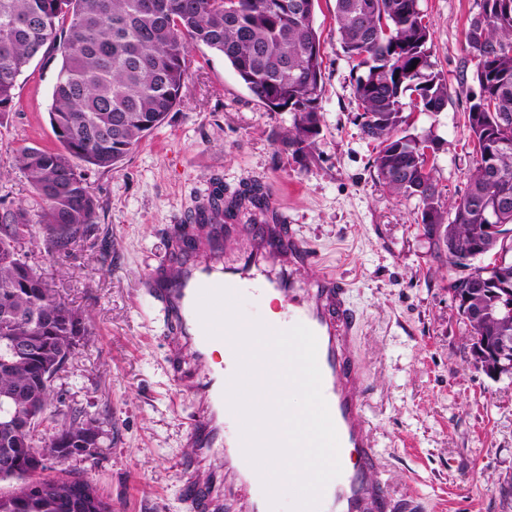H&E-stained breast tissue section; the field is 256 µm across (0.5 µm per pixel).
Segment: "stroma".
I'll return each instance as SVG.
<instances>
[{
	"label": "stroma",
	"mask_w": 512,
	"mask_h": 512,
	"mask_svg": "<svg viewBox=\"0 0 512 512\" xmlns=\"http://www.w3.org/2000/svg\"><path fill=\"white\" fill-rule=\"evenodd\" d=\"M420 8L448 100L424 112L405 95V128L434 137L437 187L455 200L476 161L466 117L479 88L465 30L479 0H420ZM334 9V0H316L324 93L312 157L283 142L292 113L255 101L222 55L194 46L181 102L163 124L116 167L86 169L95 238L66 257L38 241L25 246L52 288L92 316L90 335L53 383L56 415L40 434L72 407L98 420L97 455L64 467L96 485L112 512H193L187 485L224 469L219 452L194 461L193 396L173 367L152 291L154 270L171 259L174 225L218 182L229 192L263 185L318 256L300 278L329 272L346 282L351 350L391 490L417 499L420 512H512V374L476 365L447 259L416 222L417 199L391 195L377 178L376 146L361 134L358 72L336 37ZM60 65L53 51L33 60L11 111L0 114V210H38L14 157L26 146L58 148L48 112Z\"/></svg>",
	"instance_id": "obj_1"
}]
</instances>
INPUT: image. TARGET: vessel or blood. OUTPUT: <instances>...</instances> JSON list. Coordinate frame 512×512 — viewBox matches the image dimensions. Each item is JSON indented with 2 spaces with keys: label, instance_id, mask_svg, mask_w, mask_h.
Masks as SVG:
<instances>
[{
  "label": "vessel or blood",
  "instance_id": "obj_1",
  "mask_svg": "<svg viewBox=\"0 0 512 512\" xmlns=\"http://www.w3.org/2000/svg\"><path fill=\"white\" fill-rule=\"evenodd\" d=\"M263 223L257 224L252 246L235 262L199 259L174 264L172 274L158 279L160 299L169 327L168 341L176 353L181 376L189 382L196 412L190 438L198 459L215 450L224 452V473L210 488L194 493L195 512H223L233 503L238 512H270L262 482L244 456L240 429L231 427L224 407L225 393L237 371L238 360L229 357L223 368L210 365L213 342L197 312L199 294L225 287L234 293L268 291L277 295L287 326L304 324L318 341L322 394L339 438V451L353 455V465L326 486L318 512H412V501L394 497L380 477V457L370 438L365 413L366 380L350 353L354 320L347 307V286L325 274L309 287L297 280L299 266L312 262L311 247L285 224L273 223L278 207L273 198L261 206Z\"/></svg>",
  "mask_w": 512,
  "mask_h": 512
}]
</instances>
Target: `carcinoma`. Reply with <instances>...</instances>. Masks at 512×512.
Here are the masks:
<instances>
[{
  "label": "carcinoma",
  "instance_id": "obj_1",
  "mask_svg": "<svg viewBox=\"0 0 512 512\" xmlns=\"http://www.w3.org/2000/svg\"><path fill=\"white\" fill-rule=\"evenodd\" d=\"M315 0H0V112L13 107L17 78L42 52L60 54L50 125L60 147H24L15 156L40 212L19 206L0 213V512H112L90 482L59 470L70 448L98 450L101 429L80 408L65 415L62 433L36 442L54 404L55 366L76 354L75 338L90 334V316L57 297L43 276L26 269L25 244L38 233L45 249L69 255L96 231L97 200L80 165L109 170L158 128L181 101L187 56L202 45L224 56L250 95L272 112L293 113L284 135L295 154L312 155L320 134L323 76ZM336 35L358 76L364 137L378 143L377 177L397 195L419 201L420 220L453 267L475 273L448 289L473 304L490 303L486 290L502 266H473L475 247L497 253L512 242V0H480L465 42L477 60L478 99L467 114L476 152L464 194L443 201L425 156L426 138L402 128L405 92L448 99V84L431 72L430 32L420 0H336ZM267 195L255 183L210 206L236 213ZM498 224L497 233H484ZM207 224H176L174 237L210 236ZM472 328V346L512 336V317L488 318Z\"/></svg>",
  "mask_w": 512,
  "mask_h": 512
}]
</instances>
